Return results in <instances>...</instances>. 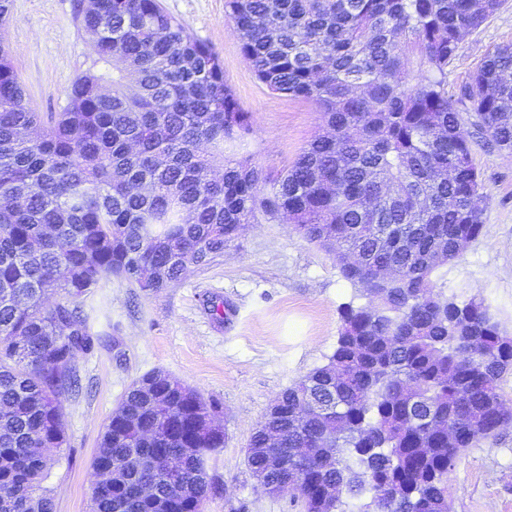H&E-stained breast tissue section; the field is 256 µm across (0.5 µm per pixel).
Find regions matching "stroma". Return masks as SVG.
<instances>
[{
	"label": "stroma",
	"instance_id": "1",
	"mask_svg": "<svg viewBox=\"0 0 512 512\" xmlns=\"http://www.w3.org/2000/svg\"><path fill=\"white\" fill-rule=\"evenodd\" d=\"M159 2L213 47L225 81L252 114L251 130L226 142L227 158L249 159L263 177L275 178L320 133L319 112L309 102L271 94L256 79L225 0ZM79 12L80 0H13L7 37L36 111H61L70 82L101 68ZM507 42L512 0L460 41L448 67V94L465 124L473 122L465 85L487 51ZM470 146L485 229L462 258L442 267L437 285L461 300L480 295L512 336V153L482 134ZM350 301L367 303L361 286L343 277L333 256L276 221L249 225L223 257L190 267L161 291L104 279L82 299L94 346L73 362L80 390L61 398L65 443L50 451L45 482L54 512H89L91 462L104 427L129 384L155 369L217 407L224 446L209 463L217 490L204 512H303L297 493L271 496L258 487L247 444L277 395L327 363L340 308ZM449 488L452 512H512V424L460 456Z\"/></svg>",
	"mask_w": 512,
	"mask_h": 512
}]
</instances>
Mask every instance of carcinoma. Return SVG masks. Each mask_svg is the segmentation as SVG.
<instances>
[{
	"label": "carcinoma",
	"mask_w": 512,
	"mask_h": 512,
	"mask_svg": "<svg viewBox=\"0 0 512 512\" xmlns=\"http://www.w3.org/2000/svg\"><path fill=\"white\" fill-rule=\"evenodd\" d=\"M500 5L227 0L258 81L327 127L266 191L248 160L224 157L252 116L218 55L157 0H83L112 86L76 77L61 112L32 108L0 35V512H54L41 449L64 444L60 397L93 346L81 298L112 275L158 292L261 219L288 220L354 284L351 251L405 287L341 306L328 363L251 434L252 477L269 495L296 482L304 512H450L456 459L512 423L500 393L512 337L482 298L437 291L430 260L439 247L460 258L457 239L484 228L448 64ZM464 97L477 131L512 153L511 42L488 50ZM306 402L315 411L296 413ZM213 411L160 370L133 380L93 458L91 512H203L224 447Z\"/></svg>",
	"instance_id": "1"
}]
</instances>
